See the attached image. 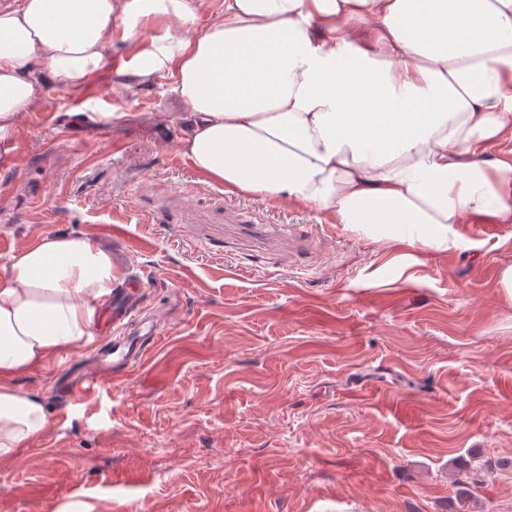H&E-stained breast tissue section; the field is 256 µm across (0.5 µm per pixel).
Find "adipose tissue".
<instances>
[{"mask_svg":"<svg viewBox=\"0 0 512 512\" xmlns=\"http://www.w3.org/2000/svg\"><path fill=\"white\" fill-rule=\"evenodd\" d=\"M13 0L0 9V139L49 80L79 87L129 40L125 95L168 86L207 182L321 212L374 240L458 248L512 223V0ZM116 267L43 236L0 275V458L40 436L19 373L84 349Z\"/></svg>","mask_w":512,"mask_h":512,"instance_id":"ef3b65f1","label":"adipose tissue"}]
</instances>
